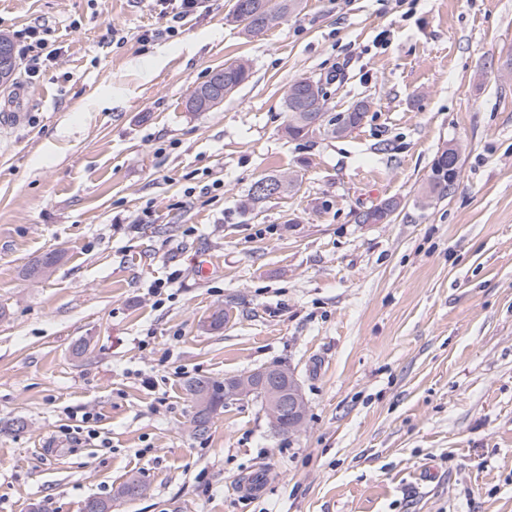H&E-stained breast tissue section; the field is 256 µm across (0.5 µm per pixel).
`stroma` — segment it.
I'll use <instances>...</instances> for the list:
<instances>
[{"instance_id": "stroma-1", "label": "stroma", "mask_w": 512, "mask_h": 512, "mask_svg": "<svg viewBox=\"0 0 512 512\" xmlns=\"http://www.w3.org/2000/svg\"><path fill=\"white\" fill-rule=\"evenodd\" d=\"M234 2L175 24L153 0H0L15 46L42 25L60 50L0 95L24 111L0 122V512H512V0H302L256 36ZM233 60L248 81L188 111ZM302 78L329 116L370 101L363 124L289 139ZM451 145L459 176L423 204ZM281 173L291 192L241 210ZM274 364L298 434L251 398L192 434L188 379ZM447 154H448V169H450V170L454 169L455 165L459 161V151L456 147L451 146V150L449 152L446 149L441 151V153L437 156V158L435 159V161L433 163L431 175L428 179L427 193H428L429 197H436L437 199H441V198L447 196V194H448V185H450V183L443 185V184L437 182L441 178L440 176L437 175L439 173V170L437 169V165H438L437 160L441 157H444L445 155L447 156ZM454 158L456 159L455 162H453Z\"/></svg>"}]
</instances>
